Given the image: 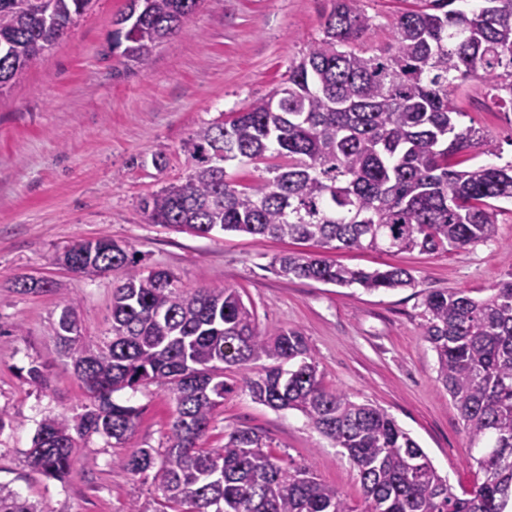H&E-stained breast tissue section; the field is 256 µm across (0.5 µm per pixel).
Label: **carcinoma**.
Wrapping results in <instances>:
<instances>
[{
    "mask_svg": "<svg viewBox=\"0 0 512 512\" xmlns=\"http://www.w3.org/2000/svg\"><path fill=\"white\" fill-rule=\"evenodd\" d=\"M0 0V93L66 36L93 0ZM321 37L288 67L284 85L230 119L201 126L183 143L193 161L184 181L141 201L148 220L207 237L216 231L402 253L463 252L494 238L499 203L512 201V161L471 164L461 153L493 138L459 126L455 90L479 82L512 111V0H419L393 18L392 42L356 48L371 27L362 0H331ZM199 0H128L113 48L141 70L181 31ZM265 165L252 182L227 175L231 161ZM78 273L123 272L112 293V335L81 333L73 300L62 302L54 339L94 402L73 424H39L29 466L69 478L77 439L102 434L122 445L139 411L113 394L164 380L175 405L165 448H136L115 464L157 469L153 512H512V277L483 298L433 290L423 299L424 336L438 381L456 405L476 478L456 492L420 445L381 407L327 389L305 336L269 334L235 288H182L160 268L102 235L59 257ZM276 274L366 292L415 286L409 270L364 269L294 250ZM22 294L52 291L43 279ZM241 372L243 391L274 410H295L356 469L353 506L309 465L288 466L249 427L203 448L215 411ZM0 512H46L0 484Z\"/></svg>",
    "mask_w": 512,
    "mask_h": 512,
    "instance_id": "carcinoma-1",
    "label": "carcinoma"
}]
</instances>
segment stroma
<instances>
[{
    "instance_id": "obj_1",
    "label": "stroma",
    "mask_w": 512,
    "mask_h": 512,
    "mask_svg": "<svg viewBox=\"0 0 512 512\" xmlns=\"http://www.w3.org/2000/svg\"><path fill=\"white\" fill-rule=\"evenodd\" d=\"M372 25L364 48L391 39L390 22L414 0H363ZM127 0H95L71 32L0 93V483L44 501L49 512H126L152 503L153 474L130 475L119 452L163 448L174 417L164 383L116 393L141 415L123 448L95 434L80 442L74 469L59 482L34 472L25 453L50 415L79 419L91 400L61 357L52 324L63 299L76 301L82 333L97 340L112 325L116 274L78 276L56 261L74 241L102 235L137 251L142 266L168 269L180 286L240 291L269 333L295 327L306 336L323 386L385 409L418 442L455 489L471 487L469 442L459 412L437 380L436 355L422 334L427 290L483 297L512 276V204H503L493 241L461 253L382 254L327 250L348 266L407 268L414 287L369 293L288 279L270 268L295 244L244 233L200 237L148 223L140 199L185 179L191 163L181 145L203 124L224 120L266 95L320 37L329 0H202L178 35L158 46L148 70L122 64L112 39ZM460 127L494 136L495 154L512 160V112L491 107L472 82L457 91ZM167 158L164 170L152 154ZM49 281V293L21 294L16 280ZM41 365L46 387L27 379ZM266 435L285 461L312 466L319 480L361 501L356 470L294 410H274L247 392L228 395L200 444L220 448L237 427Z\"/></svg>"
}]
</instances>
